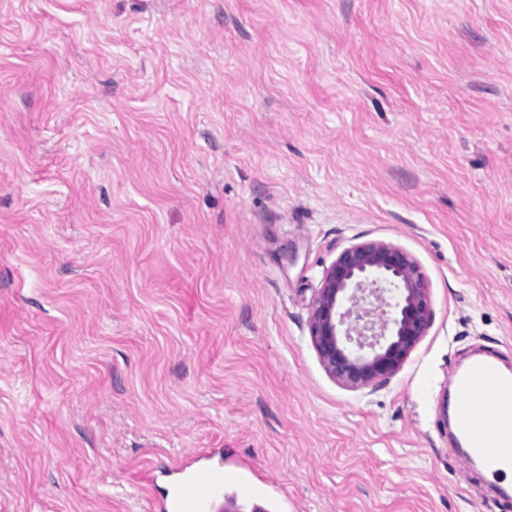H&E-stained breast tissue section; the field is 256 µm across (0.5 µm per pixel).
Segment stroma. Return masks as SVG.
<instances>
[{
	"instance_id": "1",
	"label": "stroma",
	"mask_w": 512,
	"mask_h": 512,
	"mask_svg": "<svg viewBox=\"0 0 512 512\" xmlns=\"http://www.w3.org/2000/svg\"><path fill=\"white\" fill-rule=\"evenodd\" d=\"M433 317L345 388L346 247ZM512 368V0H0V512H155L206 448L294 512H512L442 412ZM382 283L396 290L390 300ZM431 319L416 260L398 246L366 241L343 249L326 270L312 302L310 338L329 376L359 389L396 374Z\"/></svg>"
}]
</instances>
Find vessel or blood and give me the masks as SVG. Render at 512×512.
Segmentation results:
<instances>
[{"label": "vessel or blood", "mask_w": 512, "mask_h": 512, "mask_svg": "<svg viewBox=\"0 0 512 512\" xmlns=\"http://www.w3.org/2000/svg\"><path fill=\"white\" fill-rule=\"evenodd\" d=\"M453 418L473 457L488 467L512 469V375L504 373L496 359L473 358L457 373ZM228 487L245 497L266 494L264 487L223 463H202L171 482L162 512H212Z\"/></svg>", "instance_id": "b4317fda"}]
</instances>
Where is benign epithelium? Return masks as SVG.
I'll return each mask as SVG.
<instances>
[{"label": "benign epithelium", "mask_w": 512, "mask_h": 512, "mask_svg": "<svg viewBox=\"0 0 512 512\" xmlns=\"http://www.w3.org/2000/svg\"><path fill=\"white\" fill-rule=\"evenodd\" d=\"M431 319L416 260L398 246L366 241L343 249L326 270L312 302L310 338L329 376L359 389L396 374Z\"/></svg>", "instance_id": "benign-epithelium-1"}]
</instances>
